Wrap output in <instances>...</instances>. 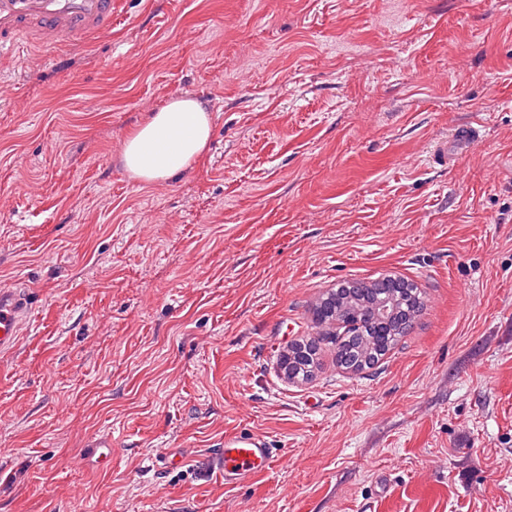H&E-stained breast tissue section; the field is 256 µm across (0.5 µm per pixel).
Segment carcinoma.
I'll return each instance as SVG.
<instances>
[{
    "instance_id": "cac0c4a2",
    "label": "carcinoma",
    "mask_w": 512,
    "mask_h": 512,
    "mask_svg": "<svg viewBox=\"0 0 512 512\" xmlns=\"http://www.w3.org/2000/svg\"><path fill=\"white\" fill-rule=\"evenodd\" d=\"M399 290L400 286L392 280H378L359 282L341 293L334 291L329 294L322 304L330 309L331 316L349 318L358 323V327L352 336L322 335L302 344L300 349L292 347L293 356L283 359L290 374L294 376L298 371L305 375L310 373L324 341L336 345L338 361L348 369L359 371L374 365L412 328L413 315L400 312L403 294ZM382 301L391 306L389 331L383 336L378 334L375 314V307Z\"/></svg>"
}]
</instances>
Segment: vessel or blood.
Returning a JSON list of instances; mask_svg holds the SVG:
<instances>
[{
	"mask_svg": "<svg viewBox=\"0 0 512 512\" xmlns=\"http://www.w3.org/2000/svg\"><path fill=\"white\" fill-rule=\"evenodd\" d=\"M117 0H0V57L22 43L44 48L62 43L79 45L112 27ZM32 304L21 286L0 290V352L11 349L28 320ZM112 438L92 435L89 458L109 465ZM276 449L254 436H238L224 442V483L235 486L270 467Z\"/></svg>",
	"mask_w": 512,
	"mask_h": 512,
	"instance_id": "obj_1",
	"label": "vessel or blood"
}]
</instances>
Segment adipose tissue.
I'll return each instance as SVG.
<instances>
[{"label":"adipose tissue","instance_id":"obj_1","mask_svg":"<svg viewBox=\"0 0 512 512\" xmlns=\"http://www.w3.org/2000/svg\"><path fill=\"white\" fill-rule=\"evenodd\" d=\"M213 126L198 99L180 95L146 114L124 141L120 160L126 172L146 185L183 173L207 151Z\"/></svg>","mask_w":512,"mask_h":512}]
</instances>
